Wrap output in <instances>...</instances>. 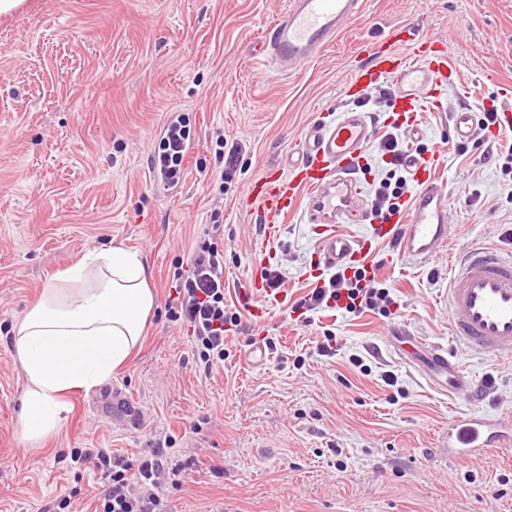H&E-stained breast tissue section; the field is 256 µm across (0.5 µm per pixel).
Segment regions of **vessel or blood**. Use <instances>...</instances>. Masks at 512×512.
Segmentation results:
<instances>
[{"label":"vessel or blood","instance_id":"obj_1","mask_svg":"<svg viewBox=\"0 0 512 512\" xmlns=\"http://www.w3.org/2000/svg\"><path fill=\"white\" fill-rule=\"evenodd\" d=\"M363 0H291L290 7L263 33L260 52L267 68L285 72L317 58L336 41L345 21L360 14ZM453 67L440 44L405 27L394 29L386 46L369 67L358 70L346 93L354 97L382 80L394 82L399 94L384 123L419 133L416 111L424 105L441 107V97ZM451 135L465 143L475 134L469 108L453 112ZM371 114L349 110L331 121L310 124L288 155V168L270 169L255 181L249 201L255 204L262 237L255 245V263L247 293L256 301L255 317L281 305L264 272L273 258L272 245L284 224L301 214L315 239L311 262L315 270L332 269L347 276L373 273L374 245L395 243L398 253L412 262L429 259L447 244L448 194L437 174L434 153H407L403 164L416 184L412 196L400 199L389 220L373 218L366 202L362 175L372 139ZM351 224L367 225L365 235L348 232ZM449 328L456 343L496 357L512 353V252L475 247L457 258L448 280ZM399 355L420 361L438 385L451 393L472 388L440 346L399 348ZM512 443V426L495 417L471 415L452 420L442 445L449 456L479 462L494 444Z\"/></svg>","mask_w":512,"mask_h":512}]
</instances>
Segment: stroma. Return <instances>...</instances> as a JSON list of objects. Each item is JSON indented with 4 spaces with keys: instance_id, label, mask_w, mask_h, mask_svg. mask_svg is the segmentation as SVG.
<instances>
[{
    "instance_id": "stroma-1",
    "label": "stroma",
    "mask_w": 512,
    "mask_h": 512,
    "mask_svg": "<svg viewBox=\"0 0 512 512\" xmlns=\"http://www.w3.org/2000/svg\"><path fill=\"white\" fill-rule=\"evenodd\" d=\"M288 0H23L0 16V512H94L100 484L71 465L73 448H109L130 463L166 448L159 490L169 512H512V445L487 461L449 459L454 418L512 420V355L488 358L452 341L451 259L473 247L512 250V175L495 139L440 156L452 226L427 262L380 244L377 276L400 304L396 318L315 313L296 325L288 307L257 322L241 292L262 234L245 201L251 183L286 167L292 142L322 111H386L343 93L388 31L406 26L441 43L456 71L442 110L421 113L420 142L449 139L459 106L512 109V0H366L319 57L281 74L254 46ZM188 119L195 150L177 188L153 176L154 148L171 113ZM241 144L221 183L214 132ZM224 224V303L241 322L224 361L204 371L190 331L167 318L175 267L187 263L212 215ZM118 241L140 252L156 298L129 363L92 393L73 392L65 427L43 447L18 423L24 377L14 320L57 270ZM291 298L315 242L292 222L274 244ZM335 356L318 355L325 332ZM452 352L480 394L434 386L394 353L395 332ZM266 360L245 357L252 343ZM394 373L395 386L383 377ZM191 472L174 483L172 465Z\"/></svg>"
}]
</instances>
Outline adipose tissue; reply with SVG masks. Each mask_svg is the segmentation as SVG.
Wrapping results in <instances>:
<instances>
[{
    "instance_id": "ef3b65f1",
    "label": "adipose tissue",
    "mask_w": 512,
    "mask_h": 512,
    "mask_svg": "<svg viewBox=\"0 0 512 512\" xmlns=\"http://www.w3.org/2000/svg\"><path fill=\"white\" fill-rule=\"evenodd\" d=\"M138 252L115 243L85 251L58 270L14 322L12 341L25 387L18 415L23 437L40 444L71 411V391L109 381L140 344L155 306Z\"/></svg>"
}]
</instances>
